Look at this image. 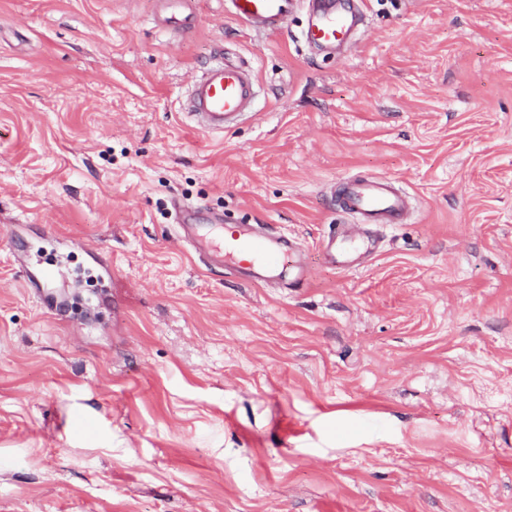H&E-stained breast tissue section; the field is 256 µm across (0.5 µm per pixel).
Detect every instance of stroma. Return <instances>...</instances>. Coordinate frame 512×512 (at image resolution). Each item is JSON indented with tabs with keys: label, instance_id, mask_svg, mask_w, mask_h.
<instances>
[{
	"label": "stroma",
	"instance_id": "stroma-1",
	"mask_svg": "<svg viewBox=\"0 0 512 512\" xmlns=\"http://www.w3.org/2000/svg\"><path fill=\"white\" fill-rule=\"evenodd\" d=\"M361 8L328 56L303 13L0 0V512H512V0ZM220 49L260 85L223 134L181 110ZM348 176L412 208L340 269ZM178 204L301 250L249 283ZM167 5V12L162 18V24L175 31L183 32L195 24L191 0H162ZM349 238H343L337 242L336 234L330 236L323 246L325 261L332 266L341 268H353L358 266L353 254L358 250L352 244H348Z\"/></svg>",
	"mask_w": 512,
	"mask_h": 512
}]
</instances>
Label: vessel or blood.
Instances as JSON below:
<instances>
[{
    "mask_svg": "<svg viewBox=\"0 0 512 512\" xmlns=\"http://www.w3.org/2000/svg\"><path fill=\"white\" fill-rule=\"evenodd\" d=\"M165 27L182 32L191 28L195 17L191 0H164ZM306 11L308 22L302 37L306 45L319 51H332L350 36L357 22L352 0H224V13L240 25L258 34L280 32L299 11ZM257 77L243 60H218L206 63L193 79L182 105L184 114L209 132L221 133L234 128L241 117L252 110ZM337 203L345 213L362 224L403 223L408 196L394 189L384 178L343 179L337 189ZM199 212L188 209L179 215V226L197 252L212 255L229 268L257 267L273 270L285 264L300 246L285 236L257 234L242 226L231 233L202 232ZM355 248L347 240L329 237L323 246L327 263L341 268L355 267Z\"/></svg>",
    "mask_w": 512,
    "mask_h": 512,
    "instance_id": "1",
    "label": "vessel or blood"
}]
</instances>
